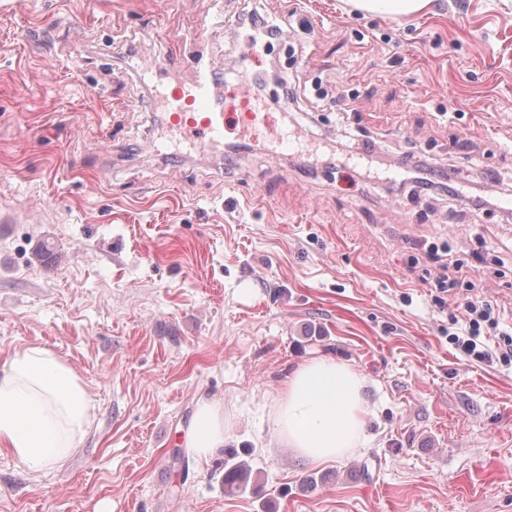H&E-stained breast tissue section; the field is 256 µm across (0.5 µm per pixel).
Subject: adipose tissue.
I'll return each instance as SVG.
<instances>
[{
	"label": "adipose tissue",
	"mask_w": 512,
	"mask_h": 512,
	"mask_svg": "<svg viewBox=\"0 0 512 512\" xmlns=\"http://www.w3.org/2000/svg\"><path fill=\"white\" fill-rule=\"evenodd\" d=\"M366 380L328 357L303 361L273 399L280 447L312 465L336 461L368 444ZM96 406L77 371L54 350L26 346L0 362V454L31 472L49 471L81 448ZM233 425L218 399L198 401L182 446L198 461L217 455Z\"/></svg>",
	"instance_id": "1"
}]
</instances>
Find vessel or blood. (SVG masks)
<instances>
[{"mask_svg":"<svg viewBox=\"0 0 512 512\" xmlns=\"http://www.w3.org/2000/svg\"><path fill=\"white\" fill-rule=\"evenodd\" d=\"M254 47L245 43L238 59L235 82L225 84L223 95H215L219 68L211 57H202L194 76L176 78L177 52L151 63L132 61L131 67L155 89L154 105L165 114L169 137L164 144L172 156L204 151L221 145L225 132H233L239 144H268L273 153L291 152L298 164H307L308 144L291 128L286 116L269 111L261 97L249 90Z\"/></svg>","mask_w":512,"mask_h":512,"instance_id":"vessel-or-blood-1","label":"vessel or blood"}]
</instances>
